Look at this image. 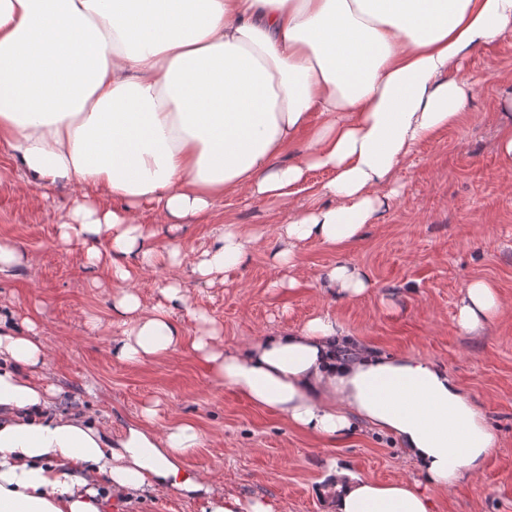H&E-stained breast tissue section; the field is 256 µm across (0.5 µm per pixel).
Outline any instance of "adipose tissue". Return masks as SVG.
<instances>
[{
	"label": "adipose tissue",
	"mask_w": 512,
	"mask_h": 512,
	"mask_svg": "<svg viewBox=\"0 0 512 512\" xmlns=\"http://www.w3.org/2000/svg\"><path fill=\"white\" fill-rule=\"evenodd\" d=\"M510 33L512 0H0V144L18 193L81 186L58 241L85 246L86 266L112 280L113 359L136 365L187 343L215 383L299 432L334 442L363 423L392 435L419 480L329 463L317 489L327 512H434L433 492L478 480L497 446L447 369L406 352L338 358L344 330L328 312L241 351L213 325L186 341L173 320L188 305L180 285L151 306L133 288L146 269L182 264V248L157 245L135 213L150 207L175 228L228 196L278 199L288 206L275 227L283 270L299 243H348L396 196L395 172L415 147L465 116L478 85L449 70ZM303 131L294 162L279 164ZM314 169L331 177L298 202ZM250 243L225 225L195 273L241 264ZM324 285L345 302L370 278L342 263ZM507 311L492 284L475 281L457 325L478 335ZM47 350L32 320L0 313V512H101L150 491L201 499L203 512H288L219 495L213 475L186 467L206 440L192 422L160 432L147 407L116 436L58 410L54 387L34 375Z\"/></svg>",
	"instance_id": "ef3b65f1"
}]
</instances>
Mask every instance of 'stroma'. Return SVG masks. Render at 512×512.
Returning <instances> with one entry per match:
<instances>
[{
    "mask_svg": "<svg viewBox=\"0 0 512 512\" xmlns=\"http://www.w3.org/2000/svg\"><path fill=\"white\" fill-rule=\"evenodd\" d=\"M460 76L479 80L463 124L427 141L398 167V199L343 247L308 242L296 251L297 284L275 287L278 250L269 230L288 215L277 202L244 195L224 198L177 234L160 228L156 241L177 239L189 261L224 224L253 236L246 260L221 282L200 283L188 263L145 272L138 289L150 305L162 302L161 283L180 281L191 303L222 327L224 344L239 350L268 331L304 324L313 314L338 317L353 344L381 352H411L448 369L470 393L498 436L483 475L435 493V512H512V313L479 335L456 325L457 304L469 282L492 283L512 303V165L498 140L512 123V36L493 49L470 51ZM15 166L0 144V238L32 254V266L0 279V304L32 317L53 347L42 369L65 410L94 414L121 434L143 407L157 410L156 428L188 420L210 440L190 455L191 469L219 471L218 491L285 502L288 512H325L313 490L329 461L350 464L381 482L419 473L390 436L360 428L337 445L293 429L278 413L215 384L190 347L139 365L113 360L112 282L81 269L82 245L57 242L58 224L79 196L62 182L19 195ZM350 262L369 274L371 288L339 305L319 295L318 278ZM203 503L174 493L147 494L111 512H202Z\"/></svg>",
    "mask_w": 512,
    "mask_h": 512,
    "instance_id": "obj_1",
    "label": "stroma"
}]
</instances>
